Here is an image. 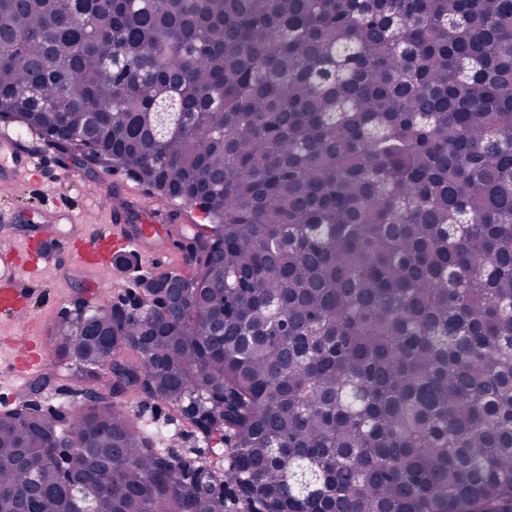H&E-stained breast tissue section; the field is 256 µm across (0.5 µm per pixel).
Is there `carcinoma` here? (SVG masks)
Masks as SVG:
<instances>
[{
	"label": "carcinoma",
	"instance_id": "cac0c4a2",
	"mask_svg": "<svg viewBox=\"0 0 512 512\" xmlns=\"http://www.w3.org/2000/svg\"><path fill=\"white\" fill-rule=\"evenodd\" d=\"M6 116L218 223L166 307L57 323L110 393L0 417V512L104 471L91 512H512V0H0ZM147 387L222 463L150 443ZM75 445L73 443L55 438L53 440V445L51 448H45L41 457H33L30 455H26L23 457V460L26 466L33 472H38L42 468L45 461L49 459L60 460L64 455L69 453L68 448H74Z\"/></svg>",
	"mask_w": 512,
	"mask_h": 512
}]
</instances>
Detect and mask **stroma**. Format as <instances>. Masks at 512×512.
I'll use <instances>...</instances> for the list:
<instances>
[{
	"label": "stroma",
	"mask_w": 512,
	"mask_h": 512,
	"mask_svg": "<svg viewBox=\"0 0 512 512\" xmlns=\"http://www.w3.org/2000/svg\"><path fill=\"white\" fill-rule=\"evenodd\" d=\"M1 130L15 136L16 152L34 157L39 167L32 178L20 172L0 179V211L12 217L9 227L0 228V243L15 246L13 260L19 266L27 260L24 243L60 237L73 246L72 253L59 256L37 277L24 274L18 281L32 308L28 337L33 348L28 357L17 356L19 328L11 314L0 311V412L30 398L47 412L86 399L84 386L63 369L49 346V333L62 314L72 309L74 300H132L141 294L142 278L188 272L181 237L174 228L202 224L206 218L198 207L160 197L123 170L75 162L38 133L3 120ZM146 219L164 228L168 247L163 258L155 257L149 242L137 241L125 248L128 261L123 267H109L105 282L94 266L79 259L85 243L115 237L120 230L135 233ZM120 400L154 447L209 458V445L199 430L165 401L141 392L121 395Z\"/></svg>",
	"instance_id": "35a3bbf8"
}]
</instances>
